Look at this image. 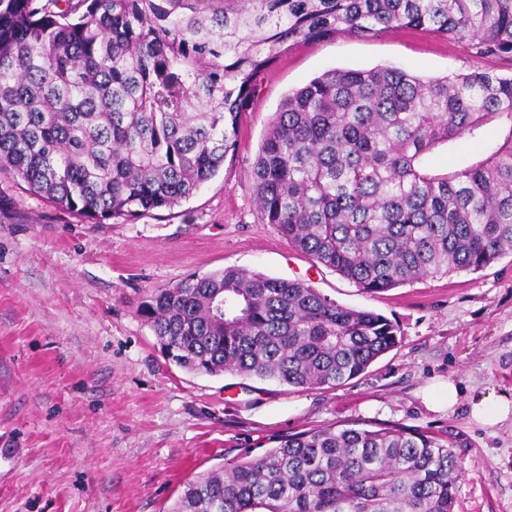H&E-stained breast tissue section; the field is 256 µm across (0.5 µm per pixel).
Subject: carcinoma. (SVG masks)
<instances>
[{
  "instance_id": "cac0c4a2",
  "label": "carcinoma",
  "mask_w": 512,
  "mask_h": 512,
  "mask_svg": "<svg viewBox=\"0 0 512 512\" xmlns=\"http://www.w3.org/2000/svg\"><path fill=\"white\" fill-rule=\"evenodd\" d=\"M421 29L512 56V0H0V171L89 224L171 209L236 149L255 82L294 43ZM498 140L463 166L430 156ZM251 179L263 223L369 294L512 255V78L333 69L274 112ZM142 314L181 369L333 388L398 325L302 280L226 267ZM452 443L310 429L197 475L171 512H455Z\"/></svg>"
}]
</instances>
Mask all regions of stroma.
Masks as SVG:
<instances>
[{
    "label": "stroma",
    "mask_w": 512,
    "mask_h": 512,
    "mask_svg": "<svg viewBox=\"0 0 512 512\" xmlns=\"http://www.w3.org/2000/svg\"><path fill=\"white\" fill-rule=\"evenodd\" d=\"M512 76L511 56L411 29L289 47L261 74L237 149L190 199L89 224L0 173V512H170L184 484L277 438L353 424L453 439L455 512H512V417L469 400L512 396V257L375 296L313 267L268 224L250 173L288 92L332 69ZM226 267L300 279L395 321L400 344L331 389L189 373L160 353L140 308L153 291ZM459 389L446 407L445 383ZM511 404L512 400L507 395L494 390L470 400L472 416L486 427H494L508 419Z\"/></svg>",
    "instance_id": "1"
}]
</instances>
